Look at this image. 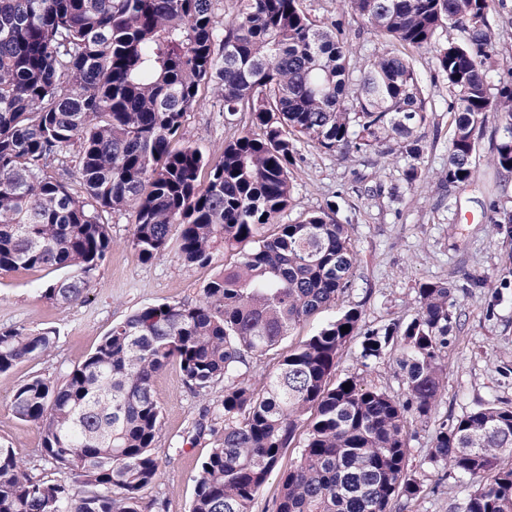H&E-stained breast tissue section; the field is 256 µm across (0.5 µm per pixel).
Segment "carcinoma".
Wrapping results in <instances>:
<instances>
[{
    "mask_svg": "<svg viewBox=\"0 0 512 512\" xmlns=\"http://www.w3.org/2000/svg\"><path fill=\"white\" fill-rule=\"evenodd\" d=\"M234 2L220 29L217 0H0V272L63 269L40 296L82 299L112 247L115 211L134 214L131 244L146 261L163 256L175 224L185 263L224 256L196 303L141 308L62 379L13 389L12 413L41 430L42 460L62 476L34 477L0 440V512H141L159 472L153 381L172 361L198 394L224 383L222 425L196 428L213 448L191 512H253L300 431L274 512H392L420 492L409 425L432 420L428 460L469 484L462 512H512V406L436 418L452 286L419 284L407 322L370 328L349 308L280 352L262 387L250 376L353 285L350 225L333 208L279 223L297 143L345 153L389 144L407 161L404 179L420 177L429 92L402 49L432 53L448 84V186L473 180L490 112L502 133L489 163L512 171V83L491 82L492 0H342L386 46L363 68L340 26L311 19L299 0ZM446 29L462 40L442 41ZM203 83L224 119L243 125L212 165L191 145L172 147ZM54 162L76 163L81 192L48 175ZM492 210L512 243V209ZM57 339L52 328L0 329V373ZM354 339L366 361L398 352L405 397L356 376L331 381Z\"/></svg>",
    "mask_w": 512,
    "mask_h": 512,
    "instance_id": "obj_1",
    "label": "carcinoma"
}]
</instances>
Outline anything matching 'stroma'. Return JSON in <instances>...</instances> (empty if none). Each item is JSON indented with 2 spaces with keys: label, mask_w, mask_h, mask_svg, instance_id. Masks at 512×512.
<instances>
[{
  "label": "stroma",
  "mask_w": 512,
  "mask_h": 512,
  "mask_svg": "<svg viewBox=\"0 0 512 512\" xmlns=\"http://www.w3.org/2000/svg\"><path fill=\"white\" fill-rule=\"evenodd\" d=\"M302 9L319 23L340 24L357 66H365L378 52L377 43L364 34L361 21L341 10L336 0H301ZM496 29L493 56L498 76L512 81V0H494L491 13ZM415 69L430 92L428 119L421 128L422 175L406 182L404 159L380 147L348 156L300 144L303 160L292 172V199L282 223L300 219L308 211L336 203L340 222L353 226L356 265L352 288L336 308L321 312L298 326L288 337L295 345L324 321L350 307L363 313L367 325L377 328L395 319L410 320L416 311L419 283L445 281L464 286L457 310V326L448 338V368L439 415H462L491 401L512 406V267L508 246L492 232V206L512 207V172L491 166L487 157L499 138L496 115H489L479 141L476 173L465 186H439L448 160V86L438 76L430 54L413 52ZM238 130L224 115L210 88H200L183 123V139L218 160ZM135 218L116 211L109 218L112 248L96 273L87 296L58 306L41 298L38 287L56 279V272L15 269L0 273V328H52L58 336L55 350L16 364L0 373V440L17 448L33 465V474L54 479L58 470L42 463V434L16 419L10 410L15 386L31 376L58 379L83 363L112 325L138 309L162 303H195L217 266L185 265L179 256V229H172L168 248L159 258L145 261L131 245ZM484 279V288H466L467 279ZM498 289L494 316H487L491 289ZM356 376L403 396L404 386L394 357L363 365L357 344H350L336 363L335 379ZM154 393L163 416L157 448L159 474L143 495L142 512H189L194 479L213 447L211 436L190 442L189 433L204 410L224 396L223 386L199 395L184 383L177 363H170L154 379ZM431 426L414 425L410 445V474L421 486L418 497L394 502L393 512H461L467 485L443 475L427 456Z\"/></svg>",
  "instance_id": "1"
}]
</instances>
